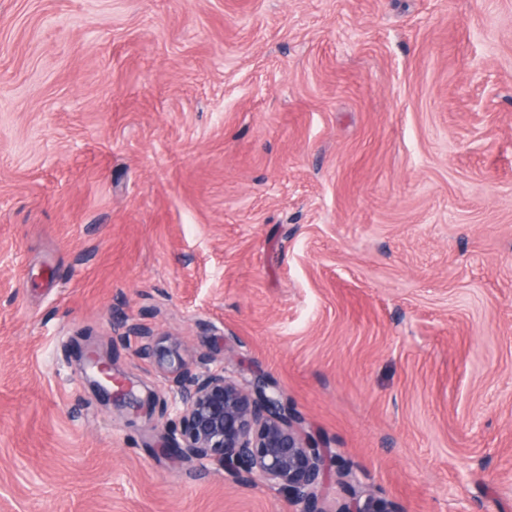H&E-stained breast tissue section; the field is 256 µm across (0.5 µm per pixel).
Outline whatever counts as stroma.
Here are the masks:
<instances>
[{"mask_svg":"<svg viewBox=\"0 0 512 512\" xmlns=\"http://www.w3.org/2000/svg\"><path fill=\"white\" fill-rule=\"evenodd\" d=\"M135 324L512 512V0H0V512H296L87 384L171 403ZM80 359L83 360L82 370L85 378L93 387L105 392L112 397V401L124 403L126 400L135 401L138 408L150 416L153 414V408L156 401V394L148 391L146 396L138 399L133 390V383L122 385L117 390H112V362L96 348H89L85 354L80 352Z\"/></svg>","mask_w":512,"mask_h":512,"instance_id":"obj_1","label":"stroma"}]
</instances>
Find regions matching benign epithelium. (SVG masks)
Listing matches in <instances>:
<instances>
[{"label": "benign epithelium", "instance_id": "7a95c632", "mask_svg": "<svg viewBox=\"0 0 512 512\" xmlns=\"http://www.w3.org/2000/svg\"><path fill=\"white\" fill-rule=\"evenodd\" d=\"M90 385L116 402L134 401L150 416L156 394L137 398L134 385L112 389V362L96 348L80 354ZM204 359L195 371L185 363L172 370L173 418L170 430L180 453L200 466H216L233 481L282 493L297 512H324L320 506L340 476L346 499L339 512H399L376 497L341 460L340 454L309 431L283 392L262 377L237 376L226 356L215 366Z\"/></svg>", "mask_w": 512, "mask_h": 512}]
</instances>
